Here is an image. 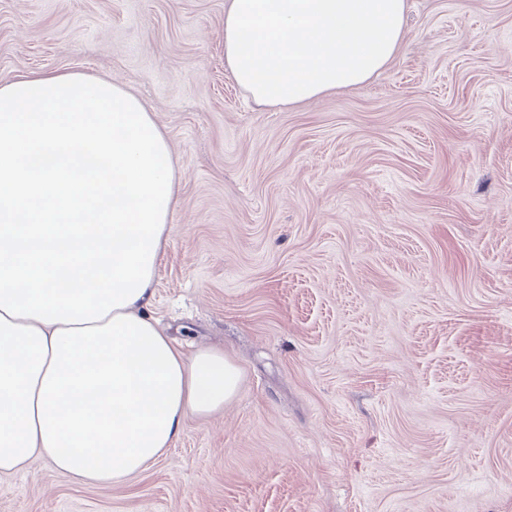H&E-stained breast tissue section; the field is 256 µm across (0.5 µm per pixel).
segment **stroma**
I'll return each instance as SVG.
<instances>
[{
	"instance_id": "1",
	"label": "stroma",
	"mask_w": 512,
	"mask_h": 512,
	"mask_svg": "<svg viewBox=\"0 0 512 512\" xmlns=\"http://www.w3.org/2000/svg\"><path fill=\"white\" fill-rule=\"evenodd\" d=\"M361 85L260 108L224 0H0V83L144 100L177 201L152 314L241 371L113 485L35 455L0 512H512V0H408Z\"/></svg>"
}]
</instances>
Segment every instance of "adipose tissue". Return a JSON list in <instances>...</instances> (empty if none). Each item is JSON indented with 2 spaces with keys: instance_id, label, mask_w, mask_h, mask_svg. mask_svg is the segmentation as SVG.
<instances>
[{
  "instance_id": "adipose-tissue-1",
  "label": "adipose tissue",
  "mask_w": 512,
  "mask_h": 512,
  "mask_svg": "<svg viewBox=\"0 0 512 512\" xmlns=\"http://www.w3.org/2000/svg\"><path fill=\"white\" fill-rule=\"evenodd\" d=\"M406 0H224V63L260 107L369 80ZM175 197L165 133L121 84L31 73L0 84V474L33 453L118 484L187 415L223 410L240 371L185 354L151 316Z\"/></svg>"
}]
</instances>
